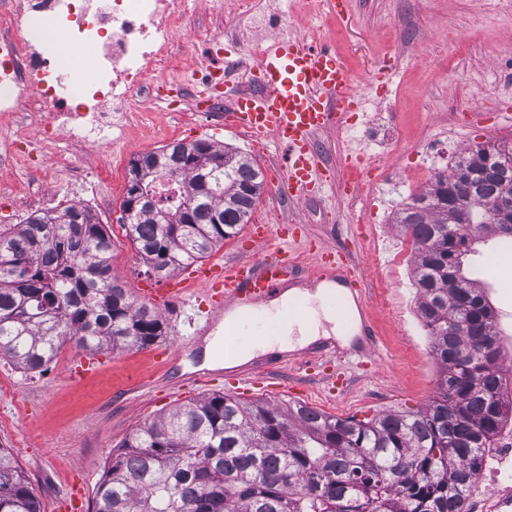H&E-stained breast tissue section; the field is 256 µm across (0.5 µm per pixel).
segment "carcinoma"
<instances>
[{
    "label": "carcinoma",
    "mask_w": 512,
    "mask_h": 512,
    "mask_svg": "<svg viewBox=\"0 0 512 512\" xmlns=\"http://www.w3.org/2000/svg\"><path fill=\"white\" fill-rule=\"evenodd\" d=\"M188 152L173 142L131 161L122 229L153 273L211 255L249 223L264 177L251 158L208 140ZM224 158V167L210 164ZM166 194L156 183L173 177ZM209 189L196 195L202 183ZM194 224H162L131 210L133 191ZM459 193L471 196L463 213ZM219 223L207 222L210 213ZM512 148L477 144L437 174L396 216L413 241L418 308L439 368L437 393L421 410L371 420L336 418L301 404L242 402L213 394L135 429L112 456L93 512H465L466 491L512 403L498 392L497 313L473 274L474 245L512 226ZM112 234L89 210L31 214L0 227V356L43 371L68 340L84 351L144 349L166 333L112 273ZM0 512H41L13 454L0 448Z\"/></svg>",
    "instance_id": "carcinoma-1"
}]
</instances>
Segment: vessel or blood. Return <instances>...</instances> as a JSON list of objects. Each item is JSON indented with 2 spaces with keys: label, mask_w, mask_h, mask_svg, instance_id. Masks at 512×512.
<instances>
[{
  "label": "vessel or blood",
  "mask_w": 512,
  "mask_h": 512,
  "mask_svg": "<svg viewBox=\"0 0 512 512\" xmlns=\"http://www.w3.org/2000/svg\"><path fill=\"white\" fill-rule=\"evenodd\" d=\"M224 97L230 102L232 128L284 148V162L271 182L272 191L303 201L335 190V171L322 163L314 137L340 126L357 101L351 76L336 51L313 47L300 39L277 40L260 55L247 87H225ZM275 237L280 240L276 246L271 243ZM296 243L314 256L309 282H335L342 299L354 305L360 346L341 349L334 343L321 342L288 353L270 352L228 368L178 371V361L193 354L198 343L214 339L229 312L267 304L285 288L299 283V264L292 250ZM145 296L149 305L159 309L177 302L196 306L189 338L177 351L165 349L160 353L166 370L172 374L170 389L175 396L220 378L231 394L241 399L288 365L311 361L329 365L354 359L363 365L374 360L378 351L361 273L348 255L317 246L308 238L304 225L293 220L275 226L254 225L249 239L233 258L188 265L162 287L147 289ZM50 509L85 512L83 490L70 488L52 501Z\"/></svg>",
  "instance_id": "vessel-or-blood-1"
}]
</instances>
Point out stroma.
<instances>
[{"mask_svg":"<svg viewBox=\"0 0 512 512\" xmlns=\"http://www.w3.org/2000/svg\"><path fill=\"white\" fill-rule=\"evenodd\" d=\"M283 10L296 11L292 24L267 22L237 31L232 17L201 6L189 27L211 26L217 33L240 32L246 41L270 44L293 37L313 46L325 45L343 59L358 94L353 116L342 128L320 133L315 148L333 166L337 183L350 194H337L335 204L310 199L262 197L251 221L277 224L292 216L304 224L310 239L328 248L347 250L365 278L380 347L379 359L348 377L347 387L329 395L323 373L301 364L288 366L273 384L285 388L282 402L300 403L339 418L369 420L392 412L426 406L436 393L437 366L430 338L418 310L411 261L397 262L392 247L402 241L397 209L425 188L447 156L485 142L512 145V80H501L499 67L512 59V0H347L342 14L327 18L302 15L301 0H281ZM481 120H471V113ZM206 139L252 157L265 176H273L282 150L250 147L243 135L226 127L214 113L201 111L192 124L168 129L166 118L148 126L126 149L134 159L175 141ZM431 160H422L426 145ZM54 153L71 157L85 170L82 183L56 187L48 207L60 211L91 191L94 173L88 155H108V140L83 147L58 144ZM360 156L359 166L345 163ZM381 181L373 190L362 186L370 171ZM120 200L104 204L96 216L109 225L116 242L112 266L134 298L157 287L158 279L125 238L119 219ZM78 349L66 343L43 373H31L0 358V378H8L28 406L14 427L0 429V448H9L27 475L41 504L81 485L94 502L105 471L129 434L172 410L177 399L165 398V370L152 349L103 352L105 365L95 375L73 376ZM25 451H18V442Z\"/></svg>","mask_w":512,"mask_h":512,"instance_id":"35a3bbf8","label":"stroma"}]
</instances>
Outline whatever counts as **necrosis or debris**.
<instances>
[{"label":"necrosis or debris","instance_id":"necrosis-or-debris-1","mask_svg":"<svg viewBox=\"0 0 512 512\" xmlns=\"http://www.w3.org/2000/svg\"><path fill=\"white\" fill-rule=\"evenodd\" d=\"M195 0H0V122L10 133L0 166L38 175L41 192L6 185L16 207L40 205L58 174L72 172L68 158L45 163L44 147L60 140L88 143L91 131L118 130L111 164L94 163L95 195L112 199L122 188L124 133L147 126L158 102L181 111L189 89L162 100L154 82L208 65L222 42L212 29L186 30ZM51 20L68 43L83 49L88 76L61 84L55 46L38 31ZM468 512H512V427L505 428L476 474Z\"/></svg>","mask_w":512,"mask_h":512}]
</instances>
